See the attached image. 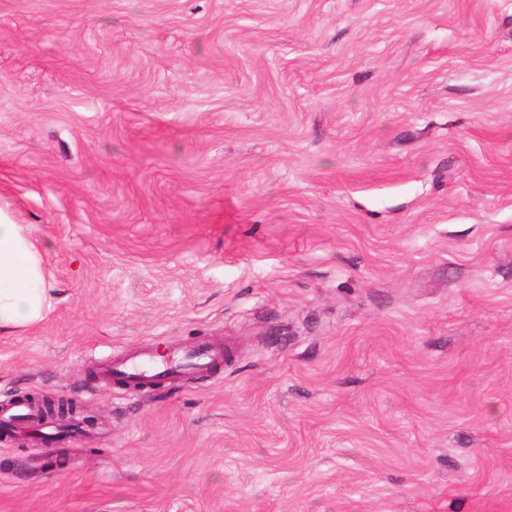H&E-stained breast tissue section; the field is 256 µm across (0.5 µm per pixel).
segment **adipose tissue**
Instances as JSON below:
<instances>
[{
	"mask_svg": "<svg viewBox=\"0 0 512 512\" xmlns=\"http://www.w3.org/2000/svg\"><path fill=\"white\" fill-rule=\"evenodd\" d=\"M48 292L39 244L26 225L0 210V334L40 321Z\"/></svg>",
	"mask_w": 512,
	"mask_h": 512,
	"instance_id": "1",
	"label": "adipose tissue"
}]
</instances>
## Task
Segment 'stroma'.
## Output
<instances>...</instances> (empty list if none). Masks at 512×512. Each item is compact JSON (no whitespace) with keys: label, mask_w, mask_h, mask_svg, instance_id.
I'll list each match as a JSON object with an SVG mask.
<instances>
[{"label":"stroma","mask_w":512,"mask_h":512,"mask_svg":"<svg viewBox=\"0 0 512 512\" xmlns=\"http://www.w3.org/2000/svg\"><path fill=\"white\" fill-rule=\"evenodd\" d=\"M0 208V403L94 419L0 512H512V0H0ZM49 288L40 245L0 209V334L43 318ZM176 367L187 365L191 374H210L224 358H230V352L224 345L202 341L192 347L171 349L170 356ZM154 354L150 351H130L119 359H106L100 365L103 377L120 380L126 386H134L141 382L152 381L153 374L164 370L153 364Z\"/></svg>","instance_id":"stroma-1"}]
</instances>
